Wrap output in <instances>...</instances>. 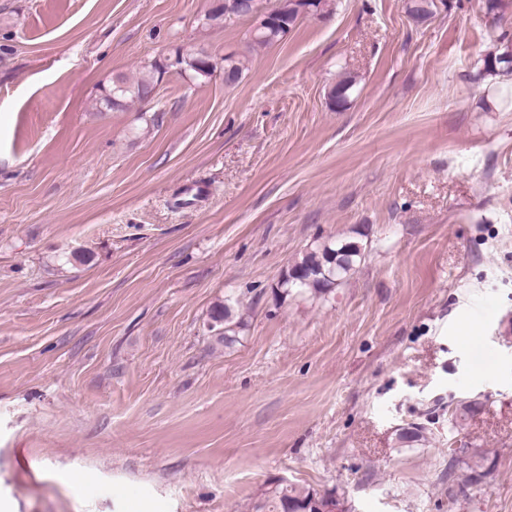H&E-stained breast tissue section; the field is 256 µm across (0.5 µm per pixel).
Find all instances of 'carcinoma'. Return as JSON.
Wrapping results in <instances>:
<instances>
[{"label":"carcinoma","mask_w":512,"mask_h":512,"mask_svg":"<svg viewBox=\"0 0 512 512\" xmlns=\"http://www.w3.org/2000/svg\"><path fill=\"white\" fill-rule=\"evenodd\" d=\"M204 52H193L177 55L173 66L197 75H202ZM249 60L246 56L231 53L224 57V67L231 70L236 78H241L247 69ZM484 72L493 75L512 72V51L506 49L501 53H490L485 56ZM163 71V66L154 65L144 70L134 81L130 82L123 75L116 76L109 94L100 99L105 108L122 109L127 100L143 99L146 89L155 86V74ZM356 85L355 76L349 72L341 75L340 79L329 91L331 108L344 109L349 102L353 88ZM362 249L351 241H338L334 244L320 246L305 253L296 260L282 275L279 287L274 294L280 299L286 298L294 290H312L326 294L345 278L361 262ZM211 328L218 331L224 345L231 346L236 342V325L232 323V313L227 305H217L211 313ZM397 440L405 447L426 440L425 427L411 423L397 431ZM475 454L465 447L452 448L449 452L448 469L464 465L470 471L469 482L480 483L486 472L473 462ZM346 512L344 502L333 491H318L314 488L288 484L282 480L272 483L263 496L251 506L252 512Z\"/></svg>","instance_id":"1"}]
</instances>
